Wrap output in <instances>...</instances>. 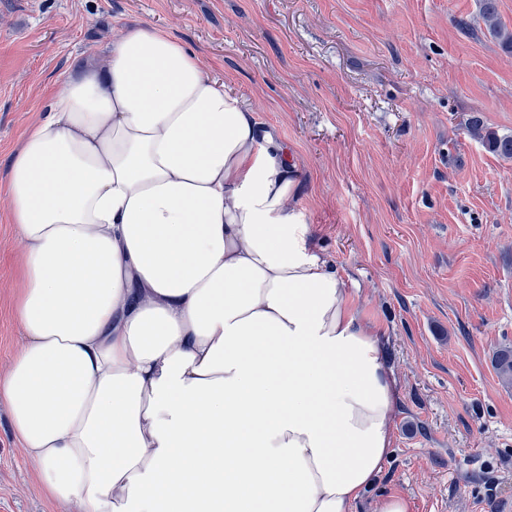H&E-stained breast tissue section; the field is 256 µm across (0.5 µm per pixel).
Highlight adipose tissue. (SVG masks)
Segmentation results:
<instances>
[{
    "label": "adipose tissue",
    "instance_id": "obj_1",
    "mask_svg": "<svg viewBox=\"0 0 512 512\" xmlns=\"http://www.w3.org/2000/svg\"><path fill=\"white\" fill-rule=\"evenodd\" d=\"M287 147L183 41L127 28L7 163L24 343L0 377L75 512H355L394 442L376 329Z\"/></svg>",
    "mask_w": 512,
    "mask_h": 512
}]
</instances>
